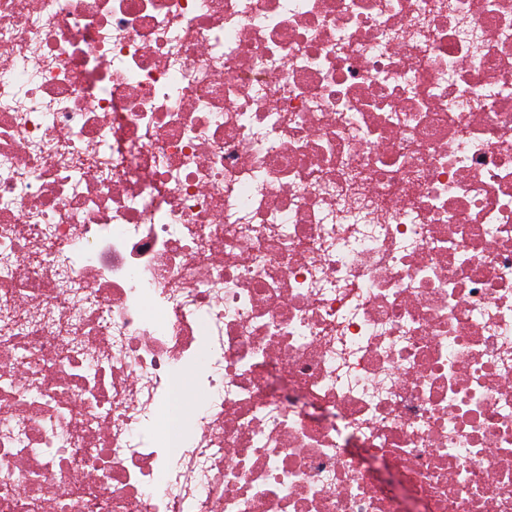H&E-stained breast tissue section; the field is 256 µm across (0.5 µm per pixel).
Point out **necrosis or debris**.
<instances>
[{
  "mask_svg": "<svg viewBox=\"0 0 512 512\" xmlns=\"http://www.w3.org/2000/svg\"><path fill=\"white\" fill-rule=\"evenodd\" d=\"M0 512H512V0H0Z\"/></svg>",
  "mask_w": 512,
  "mask_h": 512,
  "instance_id": "obj_1",
  "label": "necrosis or debris"
}]
</instances>
